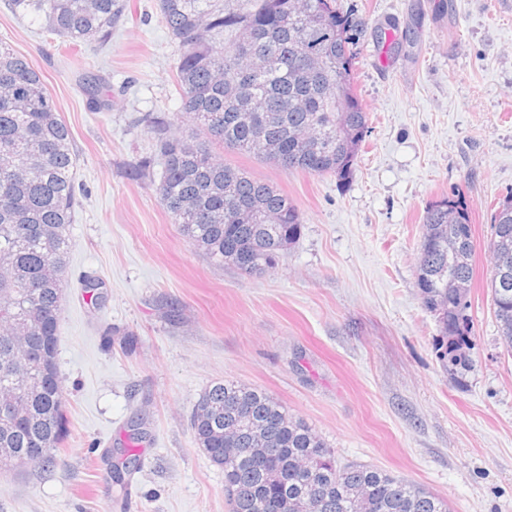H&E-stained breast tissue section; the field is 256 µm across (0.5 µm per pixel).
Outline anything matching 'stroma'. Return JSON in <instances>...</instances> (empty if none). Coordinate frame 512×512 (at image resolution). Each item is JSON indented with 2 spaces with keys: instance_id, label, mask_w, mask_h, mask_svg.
<instances>
[{
  "instance_id": "stroma-1",
  "label": "stroma",
  "mask_w": 512,
  "mask_h": 512,
  "mask_svg": "<svg viewBox=\"0 0 512 512\" xmlns=\"http://www.w3.org/2000/svg\"><path fill=\"white\" fill-rule=\"evenodd\" d=\"M129 2L110 41L73 49L0 0V41L40 73L77 155L57 351L69 433L49 463L0 471V512H230L191 428L224 379L272 394L339 463L423 486L452 512H512V356L487 288L491 216L512 191V0H337L361 22L368 114L349 179L222 152L302 213L299 239L260 275L195 248L157 198L151 125H190L159 0ZM89 62L110 90L103 112ZM451 195L475 244L461 374L437 359L416 285L424 211Z\"/></svg>"
}]
</instances>
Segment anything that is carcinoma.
I'll use <instances>...</instances> for the list:
<instances>
[{
  "label": "carcinoma",
  "mask_w": 512,
  "mask_h": 512,
  "mask_svg": "<svg viewBox=\"0 0 512 512\" xmlns=\"http://www.w3.org/2000/svg\"><path fill=\"white\" fill-rule=\"evenodd\" d=\"M12 12L79 42L107 40L126 0H8ZM159 0L177 43L176 90L195 129L159 141L163 169L156 194L193 246L219 264L263 273L301 235L298 207L270 183L224 163L198 141L253 154L312 175L353 172L368 115L353 85L355 21L336 0ZM96 108L107 87L87 76ZM267 113L247 116L249 100ZM76 157L66 123L54 112L38 72L0 42V401L24 376L33 349L49 364L16 409L0 411V448L24 454L60 447L68 436L57 367L59 309L65 286L67 228L75 205ZM493 234L512 241V194L492 217ZM466 239V255L448 240ZM416 285L440 324L438 360L470 367L471 324L452 282L472 280L473 235L467 208L443 198L426 207ZM488 288L500 336L512 351V252H500ZM247 410L241 419L233 409ZM198 447L224 469L232 512H283L324 490L313 512H451L427 489L365 464L339 465L327 443L272 395L224 380L197 400ZM273 448V464L261 449Z\"/></svg>",
  "instance_id": "obj_1"
}]
</instances>
